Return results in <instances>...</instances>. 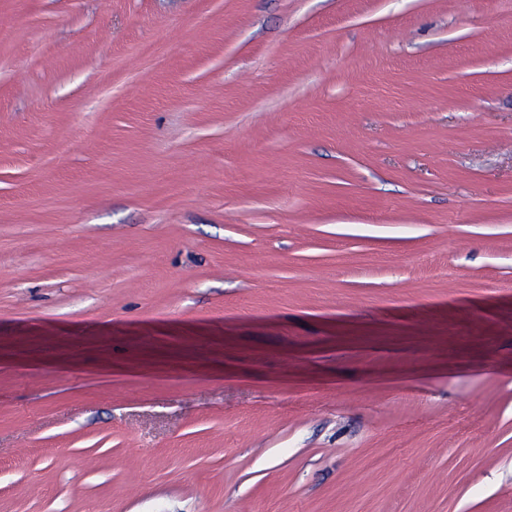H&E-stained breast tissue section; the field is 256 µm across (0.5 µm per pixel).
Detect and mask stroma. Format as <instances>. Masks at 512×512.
<instances>
[{
    "label": "stroma",
    "instance_id": "obj_1",
    "mask_svg": "<svg viewBox=\"0 0 512 512\" xmlns=\"http://www.w3.org/2000/svg\"><path fill=\"white\" fill-rule=\"evenodd\" d=\"M0 30V512H512V0Z\"/></svg>",
    "mask_w": 512,
    "mask_h": 512
}]
</instances>
